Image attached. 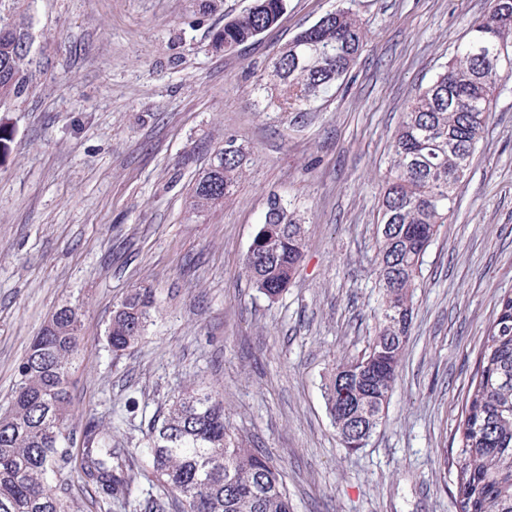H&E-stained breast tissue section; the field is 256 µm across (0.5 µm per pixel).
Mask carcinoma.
<instances>
[{
  "instance_id": "1",
  "label": "carcinoma",
  "mask_w": 512,
  "mask_h": 512,
  "mask_svg": "<svg viewBox=\"0 0 512 512\" xmlns=\"http://www.w3.org/2000/svg\"><path fill=\"white\" fill-rule=\"evenodd\" d=\"M287 6L288 0H253L213 33L211 50L235 51L274 26ZM362 42L349 9L325 15L275 55L263 84L267 106L300 112L341 85ZM32 46L29 0H0V108L32 89ZM511 77L512 0H492L466 28L454 58L401 113L375 232L380 299L374 334L360 355L339 358L322 384L339 444L349 451L364 447L382 423L410 335L424 256L455 211L456 190L483 141L497 90ZM12 141L13 130L1 118V162ZM250 163L242 143L230 154L215 151L191 188L189 209L203 216L223 206ZM306 234L299 212L272 195L243 259L257 293L275 301L288 290L304 259ZM154 307L149 288L126 295L107 328L113 356L146 334ZM81 321L78 306L55 310L18 366L10 405L0 413V512H71L57 488L66 474L105 500L132 489L136 463L112 447V435L90 425L81 447H73L69 387ZM455 435L456 512H512V292L498 296ZM141 452L148 478L170 493L175 512H292L281 469L237 436L216 391L180 393Z\"/></svg>"
}]
</instances>
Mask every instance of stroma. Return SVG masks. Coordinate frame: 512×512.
<instances>
[{
  "instance_id": "obj_1",
  "label": "stroma",
  "mask_w": 512,
  "mask_h": 512,
  "mask_svg": "<svg viewBox=\"0 0 512 512\" xmlns=\"http://www.w3.org/2000/svg\"><path fill=\"white\" fill-rule=\"evenodd\" d=\"M491 0H288L279 23L230 54L209 48L252 0H32L33 91L0 108L15 130L0 164V405L58 306L83 310L69 428L97 424L139 456L174 395L218 391L236 431L269 451L294 512H456L454 446L464 393L512 291V78L503 81L455 213L424 257L415 314L382 425L350 453L321 384L372 335L379 187L392 133L416 90L453 56ZM364 47L346 82L304 112L267 108L276 52L338 7ZM252 162L203 217L186 198L227 137ZM303 211L305 258L271 302L242 259L270 194ZM153 290L146 336L113 359L106 330L134 288ZM74 512H136L164 490L138 478L130 499L80 483Z\"/></svg>"
}]
</instances>
